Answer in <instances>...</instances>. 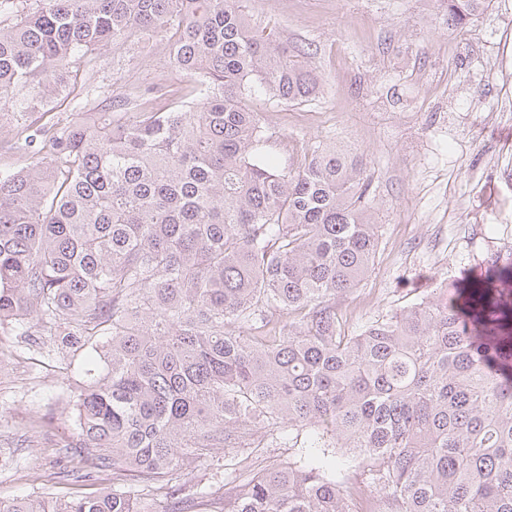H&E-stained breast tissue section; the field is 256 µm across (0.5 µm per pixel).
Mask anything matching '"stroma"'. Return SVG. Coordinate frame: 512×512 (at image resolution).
<instances>
[{
    "mask_svg": "<svg viewBox=\"0 0 512 512\" xmlns=\"http://www.w3.org/2000/svg\"><path fill=\"white\" fill-rule=\"evenodd\" d=\"M256 29L296 47L322 89L302 103L258 93L247 100L273 134L278 159L300 161L317 146L361 156L371 177V215L380 226L374 265L336 305L347 327L429 295L441 285H484L512 274V179L485 175L512 146V121L494 122L499 81L490 69L512 14L502 0L463 29L443 23L435 0H240ZM175 30L136 33L95 54L83 113L65 102L16 119L0 113V166H23L19 125L81 120L132 109L170 110L196 99L195 82L174 67ZM59 357L0 335V501L93 496L112 485L108 469L75 481L74 389ZM287 445L212 449L191 477L216 488L291 457Z\"/></svg>",
    "mask_w": 512,
    "mask_h": 512,
    "instance_id": "obj_1",
    "label": "stroma"
}]
</instances>
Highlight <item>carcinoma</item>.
<instances>
[{
    "mask_svg": "<svg viewBox=\"0 0 512 512\" xmlns=\"http://www.w3.org/2000/svg\"><path fill=\"white\" fill-rule=\"evenodd\" d=\"M437 2L458 29L488 0ZM35 3L0 0V112L67 99L96 51L170 28L203 102L25 126L15 149L35 162L0 168V334L69 356L75 469L112 468L95 497L0 512H150L135 486L192 504L205 450L285 430L298 453L221 512H353L315 448L366 460L367 512H512V289L474 292L478 345L443 287L345 332L336 298L379 248L366 167L337 146L279 161L244 102L315 94L296 50L239 0Z\"/></svg>",
    "mask_w": 512,
    "mask_h": 512,
    "instance_id": "cac0c4a2",
    "label": "carcinoma"
}]
</instances>
